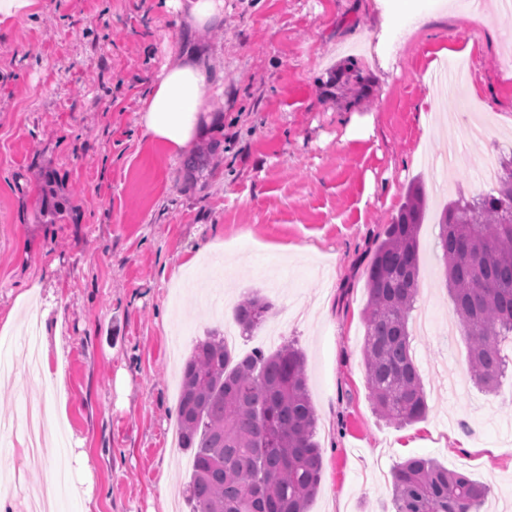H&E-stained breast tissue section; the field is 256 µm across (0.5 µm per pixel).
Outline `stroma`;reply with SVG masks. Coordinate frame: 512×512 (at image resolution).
<instances>
[{
	"mask_svg": "<svg viewBox=\"0 0 512 512\" xmlns=\"http://www.w3.org/2000/svg\"><path fill=\"white\" fill-rule=\"evenodd\" d=\"M430 19L388 58L376 0H224L223 22L181 39L221 47L220 139L193 158L146 136L138 111L176 55L177 15L164 0H32L0 22V326L20 336L42 312V376L0 381V421L48 398L66 428L22 484L86 453L93 493L61 484L58 512H191L193 461L170 450L181 367L194 344L231 322L256 291L275 338L237 336L238 355L295 341L305 355L323 457L309 512H394L392 468L438 461L489 488L483 512H512V378L499 393L466 374L463 335L415 334L429 412L399 427L379 419L362 347L366 265L411 181L429 210L420 232L416 314L453 315L436 248L438 211L478 194L486 162L512 152V11L472 18L469 0H415ZM448 54H441V47ZM463 63L473 90L448 100L454 125L420 117L440 92L432 73ZM373 113L349 139L352 114ZM472 125L489 135L473 138ZM463 144L453 172L436 165L446 138ZM469 421L474 435L457 428Z\"/></svg>",
	"mask_w": 512,
	"mask_h": 512,
	"instance_id": "stroma-1",
	"label": "stroma"
}]
</instances>
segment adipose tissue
<instances>
[{
    "label": "adipose tissue",
    "instance_id": "obj_1",
    "mask_svg": "<svg viewBox=\"0 0 512 512\" xmlns=\"http://www.w3.org/2000/svg\"><path fill=\"white\" fill-rule=\"evenodd\" d=\"M179 14V25L198 31L221 20L224 0H165ZM217 78L214 61L205 49L185 51L162 75L142 101L138 112L144 133L173 155L187 154L208 141L223 117L212 112L209 94Z\"/></svg>",
    "mask_w": 512,
    "mask_h": 512
}]
</instances>
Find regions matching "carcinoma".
Returning a JSON list of instances; mask_svg holds the SVG:
<instances>
[{
	"label": "carcinoma",
	"instance_id": "obj_1",
	"mask_svg": "<svg viewBox=\"0 0 512 512\" xmlns=\"http://www.w3.org/2000/svg\"><path fill=\"white\" fill-rule=\"evenodd\" d=\"M500 167L497 188L458 195L438 218L467 372L488 391L500 387L507 364L499 344L512 337V158ZM425 209L422 186L411 185L366 268L367 385L375 414L400 426L429 412L410 330ZM271 310L255 292L236 305L233 319L250 334ZM316 423L298 348L239 357L221 333L197 341L182 370L177 414L180 447L193 456L192 512H308L323 469ZM391 492L395 512H481L489 488L432 459L411 458L393 468Z\"/></svg>",
	"mask_w": 512,
	"mask_h": 512
}]
</instances>
